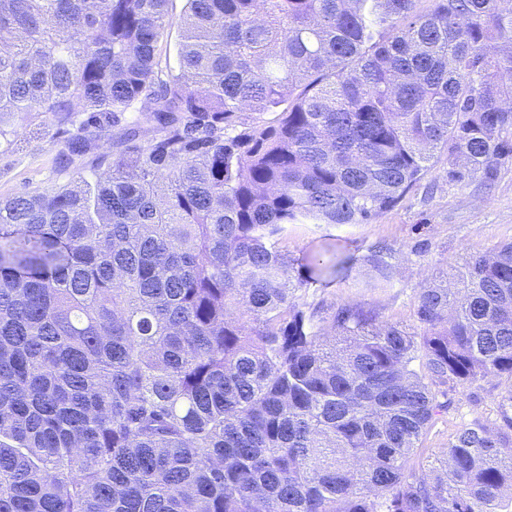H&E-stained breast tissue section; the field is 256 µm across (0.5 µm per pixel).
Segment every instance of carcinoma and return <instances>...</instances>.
<instances>
[{
    "instance_id": "carcinoma-1",
    "label": "carcinoma",
    "mask_w": 512,
    "mask_h": 512,
    "mask_svg": "<svg viewBox=\"0 0 512 512\" xmlns=\"http://www.w3.org/2000/svg\"><path fill=\"white\" fill-rule=\"evenodd\" d=\"M167 2L0 0V146L44 116L69 164L118 129L94 180L0 199V512H512V384L415 464L449 393L512 381V242L426 275L414 325L324 317L296 292L347 260L295 279L279 247L438 153L496 178L512 0Z\"/></svg>"
}]
</instances>
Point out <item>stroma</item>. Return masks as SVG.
Wrapping results in <instances>:
<instances>
[{
  "mask_svg": "<svg viewBox=\"0 0 512 512\" xmlns=\"http://www.w3.org/2000/svg\"><path fill=\"white\" fill-rule=\"evenodd\" d=\"M22 150L0 152V198L22 191L43 190L66 182L84 161L61 168L60 137L48 128L44 138L28 140ZM446 159L416 183L391 210L365 224L327 225L302 222L289 225L280 248L301 272L306 256H350L354 264L346 277L328 286L302 290L304 301L330 308L355 301L376 309L381 320L409 324L414 320L416 294L424 273L464 264L469 251L487 250L512 241V161L499 164L496 180L489 186L472 184L461 188L449 183ZM382 244L393 249L395 259L378 287H365L372 274L363 261L370 249ZM504 383L492 378L469 389L450 394L446 414L437 419L418 461L428 465L433 449L446 446L451 434L476 418H494L497 395Z\"/></svg>",
  "mask_w": 512,
  "mask_h": 512,
  "instance_id": "stroma-1",
  "label": "stroma"
}]
</instances>
